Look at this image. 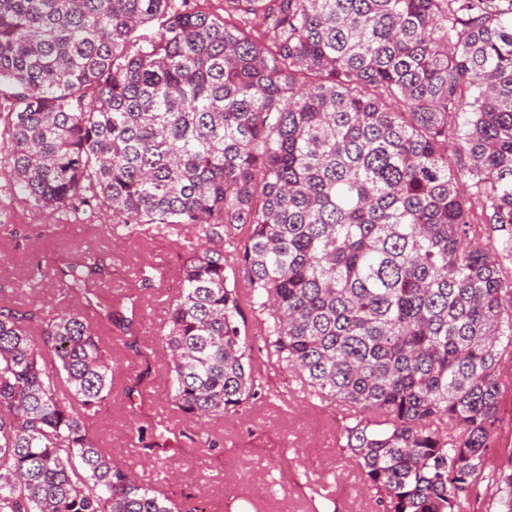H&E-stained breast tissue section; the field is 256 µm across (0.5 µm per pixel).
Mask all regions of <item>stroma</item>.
<instances>
[{"mask_svg": "<svg viewBox=\"0 0 512 512\" xmlns=\"http://www.w3.org/2000/svg\"><path fill=\"white\" fill-rule=\"evenodd\" d=\"M26 227L19 242L0 230V304L41 303L52 309L58 287L52 265L61 252L106 251L112 263L113 292L141 298L137 330L140 353L112 348L115 387L93 420V434L115 463L131 468L140 482L163 486L183 512H383L357 465L343 447L348 411L338 402L311 397L287 370L272 374L279 395L250 403L245 411L205 424L184 417L170 403L164 371L162 330L168 306L180 290L182 250L148 232L112 237L111 211L80 206L63 214L32 209L12 178H0V216ZM43 276L30 284V270ZM167 268V281L145 286L141 272ZM150 371L152 400L131 402L123 387ZM167 418L179 430V449L167 462L138 440L139 429ZM512 456V380L504 381L493 427L490 459Z\"/></svg>", "mask_w": 512, "mask_h": 512, "instance_id": "35a3bbf8", "label": "stroma"}]
</instances>
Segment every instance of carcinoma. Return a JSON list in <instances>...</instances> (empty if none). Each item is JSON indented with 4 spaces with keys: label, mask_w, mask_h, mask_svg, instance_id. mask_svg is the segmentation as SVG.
Returning a JSON list of instances; mask_svg holds the SVG:
<instances>
[{
    "label": "carcinoma",
    "mask_w": 512,
    "mask_h": 512,
    "mask_svg": "<svg viewBox=\"0 0 512 512\" xmlns=\"http://www.w3.org/2000/svg\"><path fill=\"white\" fill-rule=\"evenodd\" d=\"M5 94L30 206L94 200L182 249L174 406L235 413L282 366L352 409L385 512H468L512 362V0H0ZM108 271L73 251L59 308L0 306V512H179L90 428L112 398L94 320L138 344ZM491 473L512 512V456ZM238 287L242 297L246 334L253 348V356L255 359L264 358L266 354V336L263 324H261V318L258 317V312H254L253 308L250 306L247 290L243 288L242 281H238Z\"/></svg>",
    "instance_id": "obj_1"
}]
</instances>
